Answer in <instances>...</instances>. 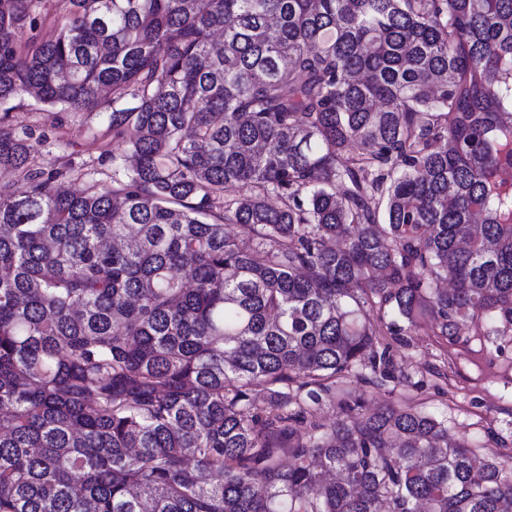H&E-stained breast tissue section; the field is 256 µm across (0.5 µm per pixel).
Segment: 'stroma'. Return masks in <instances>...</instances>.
I'll return each instance as SVG.
<instances>
[{"instance_id": "stroma-1", "label": "stroma", "mask_w": 512, "mask_h": 512, "mask_svg": "<svg viewBox=\"0 0 512 512\" xmlns=\"http://www.w3.org/2000/svg\"><path fill=\"white\" fill-rule=\"evenodd\" d=\"M9 123L15 132L32 133L40 168H75L64 182L69 190L84 188L80 173L89 168L111 182L112 157L122 147L113 143L105 115L47 112L25 97L14 101ZM384 321L391 329L379 342L389 348V376L378 386L350 380L352 392L364 395L371 409L390 401L415 404L445 420L449 436L466 440L477 454H512V346L468 353L431 331L400 328L394 315Z\"/></svg>"}]
</instances>
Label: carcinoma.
I'll return each mask as SVG.
<instances>
[{"label": "carcinoma", "mask_w": 512, "mask_h": 512, "mask_svg": "<svg viewBox=\"0 0 512 512\" xmlns=\"http://www.w3.org/2000/svg\"><path fill=\"white\" fill-rule=\"evenodd\" d=\"M46 3L0 0V512H512L511 455L346 388L387 308L512 344V0ZM24 96L108 114L112 184ZM11 106L9 123L20 135L33 133L32 156L40 168L47 171L75 168L74 176L64 179L70 191L85 187L79 174L86 168L96 170L97 179L112 183V153H121L123 147L112 142L105 114L76 116L67 112H46L29 97L17 99Z\"/></svg>", "instance_id": "obj_1"}]
</instances>
